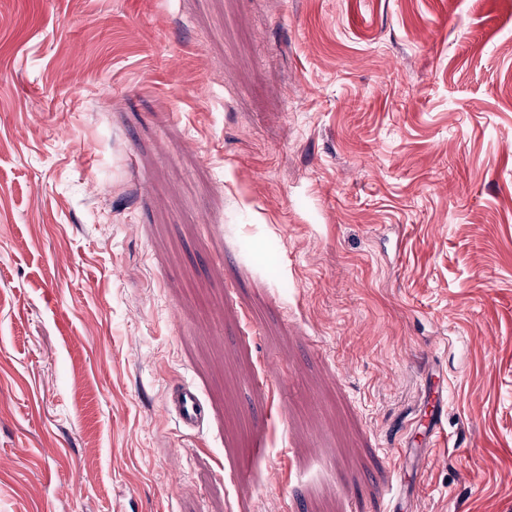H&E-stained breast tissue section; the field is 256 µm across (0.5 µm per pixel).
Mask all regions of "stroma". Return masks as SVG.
Masks as SVG:
<instances>
[{
    "label": "stroma",
    "instance_id": "1",
    "mask_svg": "<svg viewBox=\"0 0 512 512\" xmlns=\"http://www.w3.org/2000/svg\"><path fill=\"white\" fill-rule=\"evenodd\" d=\"M428 364L512 512V0H0V512H392ZM166 412L173 416L178 426L187 432L200 430L205 411L198 392L188 384L173 388L168 396Z\"/></svg>",
    "mask_w": 512,
    "mask_h": 512
}]
</instances>
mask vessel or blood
<instances>
[{"label":"vessel or blood","mask_w":512,"mask_h":512,"mask_svg":"<svg viewBox=\"0 0 512 512\" xmlns=\"http://www.w3.org/2000/svg\"><path fill=\"white\" fill-rule=\"evenodd\" d=\"M166 411L187 432L200 430L205 419L204 406L198 392L187 384L178 385L170 391ZM418 413L424 418L423 433L412 432L403 436L400 448L401 460L410 462L416 470L422 469L429 462L446 413L445 388L436 371L429 366L424 368L422 374Z\"/></svg>","instance_id":"obj_1"}]
</instances>
